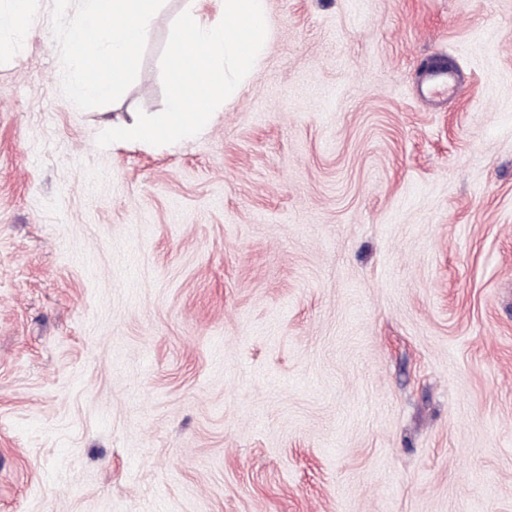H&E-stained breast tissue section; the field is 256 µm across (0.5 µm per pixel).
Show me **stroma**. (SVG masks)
Masks as SVG:
<instances>
[{
  "label": "stroma",
  "instance_id": "35a3bbf8",
  "mask_svg": "<svg viewBox=\"0 0 512 512\" xmlns=\"http://www.w3.org/2000/svg\"><path fill=\"white\" fill-rule=\"evenodd\" d=\"M182 8L80 107L56 0L0 32V512H512V0H268L204 134L98 147ZM428 91L432 92H448L452 93L460 89L459 79L456 72H448L447 70L432 71L428 76Z\"/></svg>",
  "mask_w": 512,
  "mask_h": 512
}]
</instances>
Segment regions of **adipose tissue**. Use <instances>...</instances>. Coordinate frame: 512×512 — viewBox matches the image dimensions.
I'll use <instances>...</instances> for the list:
<instances>
[{
	"mask_svg": "<svg viewBox=\"0 0 512 512\" xmlns=\"http://www.w3.org/2000/svg\"><path fill=\"white\" fill-rule=\"evenodd\" d=\"M161 2L58 0L72 14L64 39L74 68L68 91L77 105L116 98L130 84Z\"/></svg>",
	"mask_w": 512,
	"mask_h": 512,
	"instance_id": "ef3b65f1",
	"label": "adipose tissue"
}]
</instances>
